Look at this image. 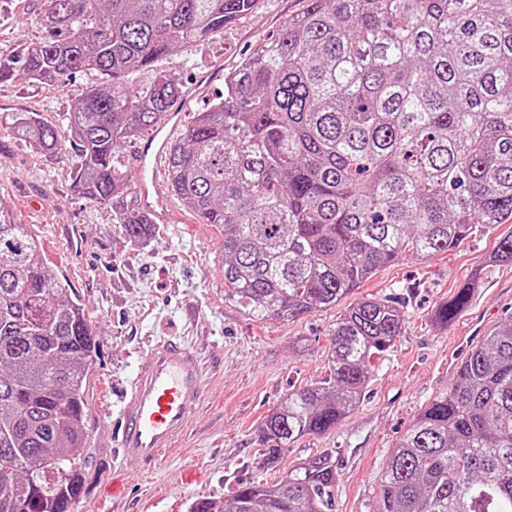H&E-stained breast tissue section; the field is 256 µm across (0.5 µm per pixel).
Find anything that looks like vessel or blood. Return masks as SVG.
Here are the masks:
<instances>
[{
    "label": "vessel or blood",
    "mask_w": 512,
    "mask_h": 512,
    "mask_svg": "<svg viewBox=\"0 0 512 512\" xmlns=\"http://www.w3.org/2000/svg\"><path fill=\"white\" fill-rule=\"evenodd\" d=\"M186 101H178L162 124L135 150L143 176L137 187L141 211L160 217L166 209V188L157 172L166 160L174 132L182 125ZM207 387L201 352L180 340L150 344L140 355L134 377L125 388L113 423L112 467L129 462L148 469L174 448L187 430V419L203 402Z\"/></svg>",
    "instance_id": "1"
}]
</instances>
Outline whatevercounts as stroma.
<instances>
[{"mask_svg":"<svg viewBox=\"0 0 512 512\" xmlns=\"http://www.w3.org/2000/svg\"><path fill=\"white\" fill-rule=\"evenodd\" d=\"M303 8L304 0H256L250 13L159 66L186 83L216 68L230 73ZM33 11L32 0H0V52L40 36ZM102 81L98 73L79 72L52 85L0 82V201L38 237L48 263L68 279L99 333L85 389L89 475L74 512H113L103 492L112 479L111 419L140 354L169 336L204 349L212 388L190 414L175 450L147 471L126 464L123 512H188L199 499H230L238 478L273 480L274 472L253 465L265 417L289 392L325 377L333 328L365 298L402 306L404 331L375 360L364 400L333 431L298 441L282 465L336 449V512H378L381 472L399 439L447 391L487 332L512 318V265L486 264L497 232L471 235L426 262L403 255L336 306L291 320L254 318L224 291L221 228L201 223L175 197L171 223L155 225L143 243L130 242L111 205L72 194L70 151L41 156L14 135V119L23 112L61 126L72 100ZM478 268L483 287L448 326L434 325L436 306Z\"/></svg>","mask_w":512,"mask_h":512,"instance_id":"obj_1","label":"stroma"}]
</instances>
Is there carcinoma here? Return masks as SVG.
<instances>
[{
  "mask_svg": "<svg viewBox=\"0 0 512 512\" xmlns=\"http://www.w3.org/2000/svg\"><path fill=\"white\" fill-rule=\"evenodd\" d=\"M255 0H45L43 37L0 54V81L106 86L74 99L61 129L34 112L15 129L38 153L68 148L72 192L112 205L130 241L152 224L124 207L122 152L183 85L155 68ZM153 72L141 85L137 76ZM171 192L224 230V287L255 317L336 304L404 253L421 261L512 222V0H306L224 77V98L170 148ZM492 265H512V230ZM481 274L435 310L446 326ZM403 309L365 299L333 330L329 376L264 419L258 467L229 504L189 512H336V449L280 468L362 400L372 359L402 334ZM97 332L39 240L0 205V512H73L84 492L85 381ZM379 512H512V320L494 328L400 438Z\"/></svg>",
  "mask_w": 512,
  "mask_h": 512,
  "instance_id": "obj_1",
  "label": "carcinoma"
}]
</instances>
